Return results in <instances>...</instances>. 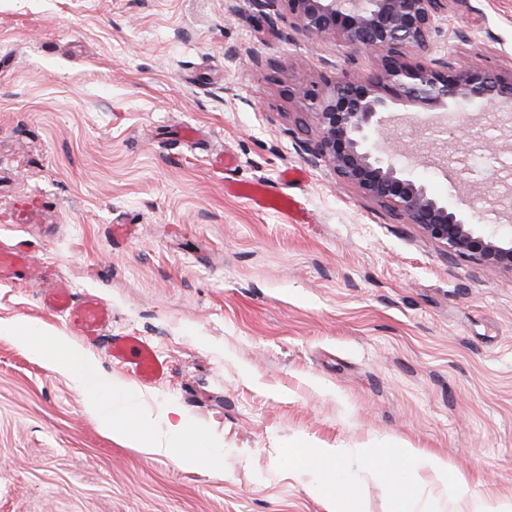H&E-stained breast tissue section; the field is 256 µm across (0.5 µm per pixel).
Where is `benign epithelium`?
I'll use <instances>...</instances> for the list:
<instances>
[{"instance_id": "obj_1", "label": "benign epithelium", "mask_w": 512, "mask_h": 512, "mask_svg": "<svg viewBox=\"0 0 512 512\" xmlns=\"http://www.w3.org/2000/svg\"><path fill=\"white\" fill-rule=\"evenodd\" d=\"M465 0H255L266 17L288 11V23L304 36L331 35L354 52L382 56L376 80L344 73L325 92L301 90L318 120L320 137L307 147L318 162L333 167L345 182L416 224L450 258L485 268L512 271V232L500 234L484 224H468L424 184L407 178L377 154L370 132L380 126L383 94L396 93L423 105L455 100L496 99L512 104V69L463 68L434 58L432 38L440 16ZM421 61L412 63L406 51Z\"/></svg>"}]
</instances>
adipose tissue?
<instances>
[{"label": "adipose tissue", "mask_w": 512, "mask_h": 512, "mask_svg": "<svg viewBox=\"0 0 512 512\" xmlns=\"http://www.w3.org/2000/svg\"><path fill=\"white\" fill-rule=\"evenodd\" d=\"M43 340L59 352L52 360L53 365L85 390L87 409L103 430L125 441L143 439L150 453L177 458L193 469L210 471L222 467L221 453L210 448L205 436L192 428L178 406H167L166 428L157 430L151 415L134 411L135 391L129 383L90 374L83 352L68 337L48 331ZM393 467L398 471L431 473L440 483L448 484L454 494L465 491L469 484L465 474H449L444 458L416 448L401 449Z\"/></svg>", "instance_id": "obj_1"}]
</instances>
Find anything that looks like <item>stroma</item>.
<instances>
[{
    "label": "stroma",
    "instance_id": "stroma-1",
    "mask_svg": "<svg viewBox=\"0 0 512 512\" xmlns=\"http://www.w3.org/2000/svg\"><path fill=\"white\" fill-rule=\"evenodd\" d=\"M432 53L511 68L512 0L449 9ZM380 69L254 0H0V242L33 246L24 280L0 275V512H389L403 448L446 458L472 497L512 498V273L447 258L307 151L296 89ZM386 101L385 157L472 223H507L469 207L512 165V137L476 143L498 105ZM442 119L466 179L438 163ZM271 181L305 223L226 190ZM53 280L166 360L136 409L161 424L180 406L222 469L115 439L8 338L18 321L72 336L41 302ZM292 448L347 449L329 497Z\"/></svg>",
    "mask_w": 512,
    "mask_h": 512
}]
</instances>
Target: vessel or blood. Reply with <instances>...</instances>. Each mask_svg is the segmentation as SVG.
Segmentation results:
<instances>
[{"label": "vessel or blood", "mask_w": 512, "mask_h": 512, "mask_svg": "<svg viewBox=\"0 0 512 512\" xmlns=\"http://www.w3.org/2000/svg\"><path fill=\"white\" fill-rule=\"evenodd\" d=\"M242 194L262 209L277 211L286 222H293L297 214L296 202L271 185L246 188ZM29 258L30 246L26 242L1 247L0 271L10 273L14 280H21ZM42 303L49 311L65 316L76 333L91 342L99 339L103 327L111 318L109 309L95 298L74 302L70 288L64 285L46 289ZM107 352L112 360L123 363L143 383L151 384L161 380L167 372L166 362L141 337H111Z\"/></svg>", "instance_id": "vessel-or-blood-1"}]
</instances>
